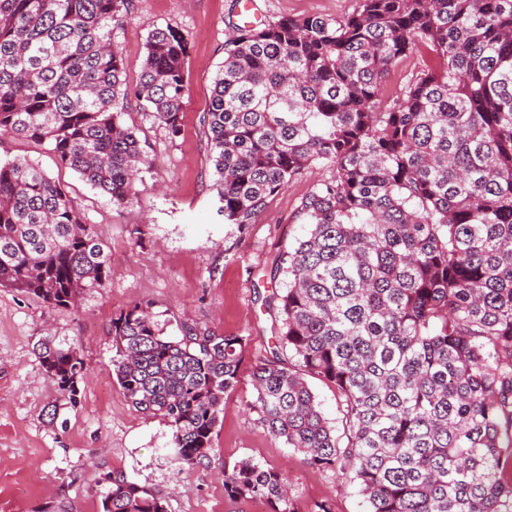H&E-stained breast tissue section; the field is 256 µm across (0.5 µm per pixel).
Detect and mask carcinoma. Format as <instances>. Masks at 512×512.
Returning a JSON list of instances; mask_svg holds the SVG:
<instances>
[{
  "label": "carcinoma",
  "instance_id": "carcinoma-1",
  "mask_svg": "<svg viewBox=\"0 0 512 512\" xmlns=\"http://www.w3.org/2000/svg\"><path fill=\"white\" fill-rule=\"evenodd\" d=\"M132 7L0 0V135L48 143L116 206L149 166L125 105L145 103L179 138L192 50L152 28L128 85L112 27ZM422 49L431 62L383 103L391 70ZM203 119L227 224L252 223L305 169L328 172L265 300L278 328L251 370L258 422L355 483L366 512H512V0H359L339 18L240 26ZM109 273L65 187L26 159L0 162V286L69 307ZM112 346L127 400L170 425L174 463L208 458L243 337L185 325L172 339L135 305L112 320ZM41 359L76 404V348ZM309 376L335 389L346 442ZM106 480L102 512H167L152 489ZM224 492L294 512L284 475L250 458L224 471Z\"/></svg>",
  "mask_w": 512,
  "mask_h": 512
}]
</instances>
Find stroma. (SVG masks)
I'll return each instance as SVG.
<instances>
[{"instance_id":"35a3bbf8","label":"stroma","mask_w":512,"mask_h":512,"mask_svg":"<svg viewBox=\"0 0 512 512\" xmlns=\"http://www.w3.org/2000/svg\"><path fill=\"white\" fill-rule=\"evenodd\" d=\"M262 22L284 16L351 13L358 0H256ZM239 0H134L112 42L135 84L151 26L188 33L183 132L169 139L136 99L124 120L136 126L151 166L131 204L118 207L62 165L46 144L0 137V160L26 158L62 183L111 258L108 279L84 292L74 308L0 286V512H101L97 479L124 474L159 492L168 512H253L252 500L224 492V471L250 458L285 475L295 512H365L356 485L307 463L271 438L250 409V368L274 341L264 303L283 251L307 229L299 211L325 176L302 172L269 199L252 224L225 223L214 186L209 131L202 118L224 44L240 25ZM141 236H134V229ZM150 307L165 335L189 323L246 339L245 361L208 459L180 469L170 457L168 423L125 398L112 370V320L133 305ZM78 347L84 362L78 401L45 372L42 343Z\"/></svg>"}]
</instances>
